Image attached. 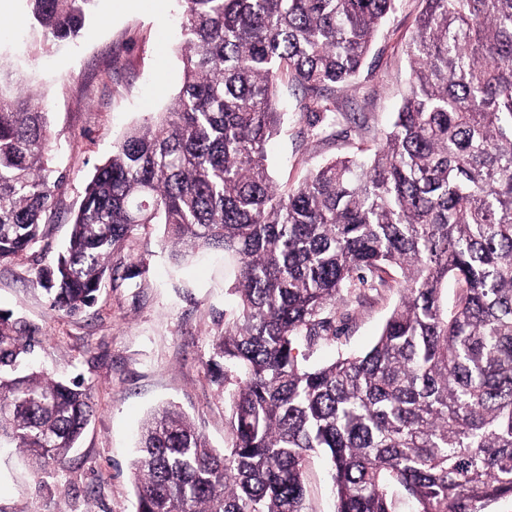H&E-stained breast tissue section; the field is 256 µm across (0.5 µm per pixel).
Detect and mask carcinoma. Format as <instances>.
<instances>
[{
  "label": "carcinoma",
  "instance_id": "obj_1",
  "mask_svg": "<svg viewBox=\"0 0 512 512\" xmlns=\"http://www.w3.org/2000/svg\"><path fill=\"white\" fill-rule=\"evenodd\" d=\"M46 42L78 36L93 0H29ZM183 84L155 123L98 167L68 244L36 273L51 307L94 304L111 256L152 224L183 261L234 264L238 308L210 369L229 407L219 451L185 415L146 420L137 512H306L310 454L335 512H480L512 499V0H422L409 92L374 148L278 190L266 144L286 78L300 110L341 111L398 0H181ZM47 98L0 90V265L54 214ZM401 297L376 342L311 367L339 308ZM0 317V448L62 465L89 388L23 371Z\"/></svg>",
  "mask_w": 512,
  "mask_h": 512
}]
</instances>
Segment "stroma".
<instances>
[{"instance_id":"35a3bbf8","label":"stroma","mask_w":512,"mask_h":512,"mask_svg":"<svg viewBox=\"0 0 512 512\" xmlns=\"http://www.w3.org/2000/svg\"><path fill=\"white\" fill-rule=\"evenodd\" d=\"M115 2L94 0L81 36L65 44L43 43L29 20L0 24V90L46 94L50 149L66 175L38 243L0 265V315L34 336L29 359L36 367L55 379L83 381L94 406L65 464L37 474L21 451L0 450V512H135L130 471L139 431L151 412L168 404L212 447L224 448L228 437L224 391L209 371L213 339L236 308L222 253L175 266L163 225L153 224L110 259L132 268L133 278L105 280L97 303L83 314L51 309L35 283L37 271L66 244L96 167L130 128L165 111L182 84L178 0H164L160 13L120 10ZM419 8L420 0H400L344 94L345 110L365 113L367 129L343 123L326 138H309L312 116L299 112L293 88L281 83L277 107L285 117L267 145L277 186L297 184L326 159L372 144L387 130L408 91L406 45ZM399 298L387 290L352 304L339 339L310 353V363L367 350ZM305 481L309 512H334L323 455L310 457Z\"/></svg>"}]
</instances>
